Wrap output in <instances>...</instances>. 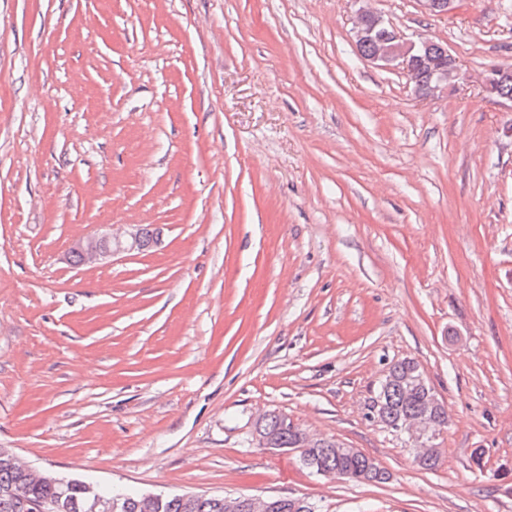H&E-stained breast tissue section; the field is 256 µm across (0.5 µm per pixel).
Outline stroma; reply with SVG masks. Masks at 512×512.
<instances>
[{"label":"stroma","mask_w":512,"mask_h":512,"mask_svg":"<svg viewBox=\"0 0 512 512\" xmlns=\"http://www.w3.org/2000/svg\"><path fill=\"white\" fill-rule=\"evenodd\" d=\"M463 74L416 95L358 0H0V448L139 493L319 512H512V0H368ZM151 225L90 268L72 244ZM448 410L427 472L369 404ZM390 473L250 442L268 411ZM481 461H474V451ZM421 379L424 384H421ZM436 396L424 368L412 358L394 361L371 400L373 415L387 428L398 432L393 424L416 416L423 410L436 416L438 432L448 425V410L442 403L427 407L430 397ZM438 398V397H437Z\"/></svg>","instance_id":"1"}]
</instances>
